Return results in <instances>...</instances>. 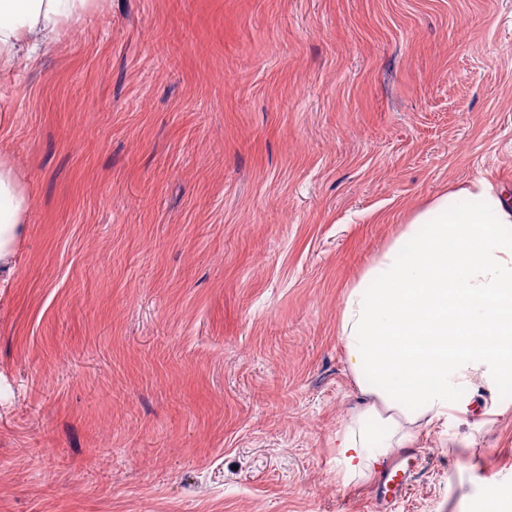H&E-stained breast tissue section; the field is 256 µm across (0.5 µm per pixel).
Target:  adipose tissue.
I'll return each mask as SVG.
<instances>
[{
  "mask_svg": "<svg viewBox=\"0 0 512 512\" xmlns=\"http://www.w3.org/2000/svg\"><path fill=\"white\" fill-rule=\"evenodd\" d=\"M98 0H0V67L32 56ZM29 199L0 159V269ZM338 337L367 404L336 433V477L372 474L391 449L469 415L478 387L512 380V197L479 180L417 213L344 298Z\"/></svg>",
  "mask_w": 512,
  "mask_h": 512,
  "instance_id": "1",
  "label": "adipose tissue"
}]
</instances>
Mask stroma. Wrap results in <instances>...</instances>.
Listing matches in <instances>:
<instances>
[{"mask_svg":"<svg viewBox=\"0 0 512 512\" xmlns=\"http://www.w3.org/2000/svg\"><path fill=\"white\" fill-rule=\"evenodd\" d=\"M0 512H379L338 316L435 198L512 193V0H102L0 70ZM498 412L390 512H512ZM29 199L16 170L7 159H0V269H7L15 247L26 232Z\"/></svg>","mask_w":512,"mask_h":512,"instance_id":"obj_1","label":"stroma"}]
</instances>
